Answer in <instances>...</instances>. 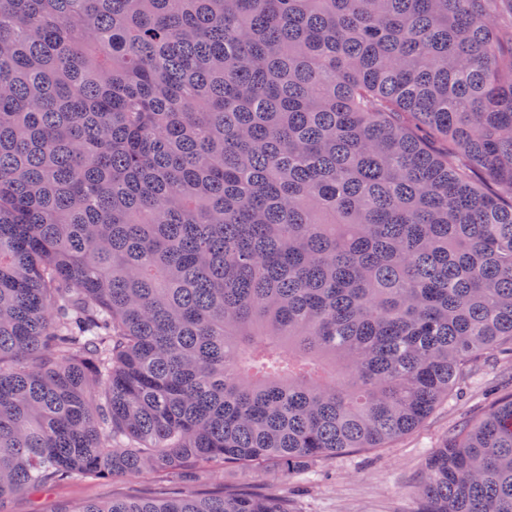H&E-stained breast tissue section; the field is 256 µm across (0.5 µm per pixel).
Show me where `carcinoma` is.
<instances>
[{
  "instance_id": "obj_1",
  "label": "carcinoma",
  "mask_w": 512,
  "mask_h": 512,
  "mask_svg": "<svg viewBox=\"0 0 512 512\" xmlns=\"http://www.w3.org/2000/svg\"><path fill=\"white\" fill-rule=\"evenodd\" d=\"M498 349L512 0H0V512L144 473L54 512H292ZM413 512H512V393ZM263 475L249 473L237 468H228L212 472L194 485L199 491H224L228 495L236 494L244 489L258 487L266 482ZM164 483L155 475L115 477L108 482L81 479L56 486L44 493L19 494L10 500L11 512H48L59 502L78 503L84 500H110L113 497L142 498L158 496Z\"/></svg>"
}]
</instances>
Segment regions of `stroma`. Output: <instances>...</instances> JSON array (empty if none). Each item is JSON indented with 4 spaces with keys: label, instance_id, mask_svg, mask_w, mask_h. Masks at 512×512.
<instances>
[{
    "label": "stroma",
    "instance_id": "obj_1",
    "mask_svg": "<svg viewBox=\"0 0 512 512\" xmlns=\"http://www.w3.org/2000/svg\"><path fill=\"white\" fill-rule=\"evenodd\" d=\"M512 390V361L490 354L473 372L462 393L438 407L416 431L382 448H362L317 461L312 476L288 481L295 512H412L413 493L432 453L461 422L486 414L490 390ZM265 476L228 468L197 482L200 491L232 495L264 484ZM154 475L115 477L108 482L81 479L39 494L12 497L10 512H51L59 502L142 498L160 494Z\"/></svg>",
    "mask_w": 512,
    "mask_h": 512
}]
</instances>
